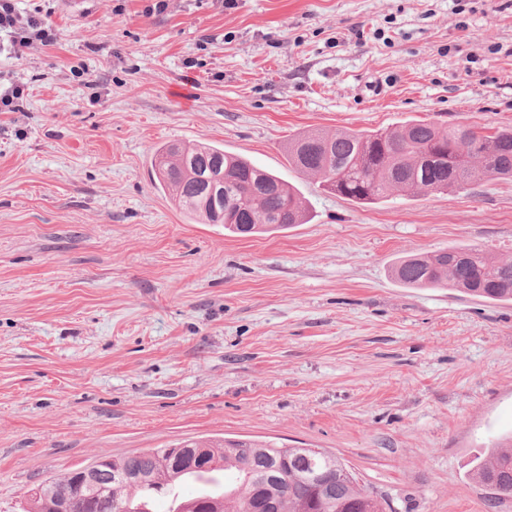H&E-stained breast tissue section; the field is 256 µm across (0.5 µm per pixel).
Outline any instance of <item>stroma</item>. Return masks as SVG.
Here are the masks:
<instances>
[{
	"label": "stroma",
	"instance_id": "1",
	"mask_svg": "<svg viewBox=\"0 0 512 512\" xmlns=\"http://www.w3.org/2000/svg\"><path fill=\"white\" fill-rule=\"evenodd\" d=\"M21 0L56 45L0 74V512L101 454L202 436L320 448L391 512H512L475 460L512 436V303L406 288L397 258L512 260V181L364 206L289 164L310 129H512V0ZM207 142L310 221L198 224L150 180ZM25 85L15 77L0 75V112L15 111L17 101L24 96Z\"/></svg>",
	"mask_w": 512,
	"mask_h": 512
}]
</instances>
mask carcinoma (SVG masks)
Returning a JSON list of instances; mask_svg holds the SVG:
<instances>
[{
	"instance_id": "cac0c4a2",
	"label": "carcinoma",
	"mask_w": 512,
	"mask_h": 512,
	"mask_svg": "<svg viewBox=\"0 0 512 512\" xmlns=\"http://www.w3.org/2000/svg\"><path fill=\"white\" fill-rule=\"evenodd\" d=\"M288 161L320 179L323 190L360 204H373L396 192L444 193L489 180H512V130L481 131L468 124L448 127L408 121L378 131L304 132L288 142ZM155 185L175 205L203 224H222L241 236L306 224L301 196L278 176L250 160L208 144H163L151 161ZM220 175L223 190L214 197L206 178ZM407 288H457L494 302L512 301V260L494 261L475 248L454 247L406 256L392 267ZM207 448L215 463L196 473L210 485L184 498L169 512L202 500L219 512H253L272 467L284 483L276 494L280 512H385L376 496L358 487L336 456L314 448H279L244 439L185 441L179 448ZM163 448L111 458V478L82 487V495L105 503L103 512H152L150 500L185 483L189 471L165 464ZM215 470L234 483L220 486ZM473 477L495 498L512 496V443L477 458ZM336 484V497L317 498L315 482ZM70 475L32 488L28 512H56L59 496L71 488Z\"/></svg>"
}]
</instances>
